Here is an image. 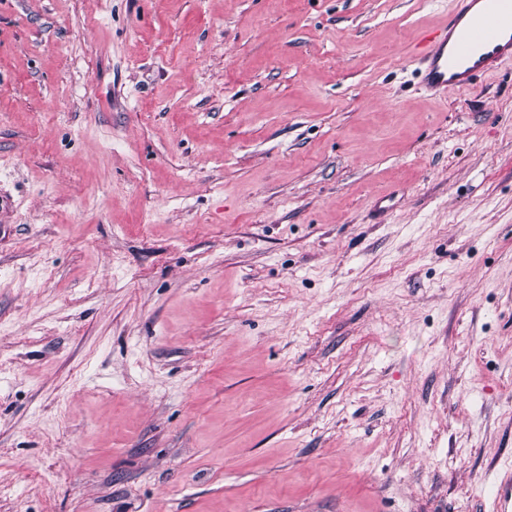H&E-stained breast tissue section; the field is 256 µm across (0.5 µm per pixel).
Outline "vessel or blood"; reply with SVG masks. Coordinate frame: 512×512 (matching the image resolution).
Here are the masks:
<instances>
[{"mask_svg": "<svg viewBox=\"0 0 512 512\" xmlns=\"http://www.w3.org/2000/svg\"><path fill=\"white\" fill-rule=\"evenodd\" d=\"M412 56L428 92L470 90L512 64V0H453L445 24L426 31ZM492 487L496 512H512V463Z\"/></svg>", "mask_w": 512, "mask_h": 512, "instance_id": "obj_1", "label": "vessel or blood"}]
</instances>
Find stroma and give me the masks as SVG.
<instances>
[{
  "instance_id": "35a3bbf8",
  "label": "stroma",
  "mask_w": 512,
  "mask_h": 512,
  "mask_svg": "<svg viewBox=\"0 0 512 512\" xmlns=\"http://www.w3.org/2000/svg\"><path fill=\"white\" fill-rule=\"evenodd\" d=\"M452 0H0V512H493L512 65ZM412 57L433 95L470 90L512 64V0H454L445 24L426 31Z\"/></svg>"
}]
</instances>
